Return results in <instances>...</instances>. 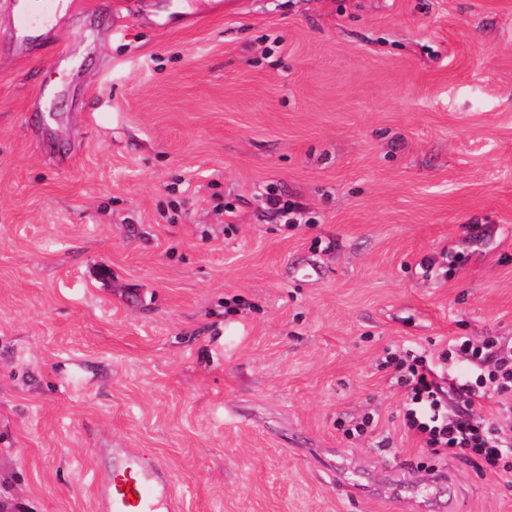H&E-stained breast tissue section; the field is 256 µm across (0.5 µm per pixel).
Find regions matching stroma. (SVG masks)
Returning a JSON list of instances; mask_svg holds the SVG:
<instances>
[{
	"mask_svg": "<svg viewBox=\"0 0 512 512\" xmlns=\"http://www.w3.org/2000/svg\"><path fill=\"white\" fill-rule=\"evenodd\" d=\"M223 2L0 58V512H95L110 448L180 512H512L379 367L512 345V0Z\"/></svg>",
	"mask_w": 512,
	"mask_h": 512,
	"instance_id": "1",
	"label": "stroma"
}]
</instances>
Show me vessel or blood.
Instances as JSON below:
<instances>
[{
	"label": "vessel or blood",
	"instance_id": "obj_1",
	"mask_svg": "<svg viewBox=\"0 0 512 512\" xmlns=\"http://www.w3.org/2000/svg\"><path fill=\"white\" fill-rule=\"evenodd\" d=\"M22 34L48 23L68 0H4ZM170 475L155 460L126 454L97 484L96 512H177Z\"/></svg>",
	"mask_w": 512,
	"mask_h": 512
}]
</instances>
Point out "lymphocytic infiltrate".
Here are the masks:
<instances>
[{
  "instance_id": "f902f5d3",
  "label": "lymphocytic infiltrate",
  "mask_w": 512,
  "mask_h": 512,
  "mask_svg": "<svg viewBox=\"0 0 512 512\" xmlns=\"http://www.w3.org/2000/svg\"><path fill=\"white\" fill-rule=\"evenodd\" d=\"M447 359L465 364L466 373L451 381L444 365L425 349L407 347L388 353L384 366L394 368L406 390L403 420L409 432L439 457L482 462L496 473L512 476V433L498 418L512 413V348L490 336L475 342L466 336L449 340ZM495 401L496 416L481 412Z\"/></svg>"
}]
</instances>
